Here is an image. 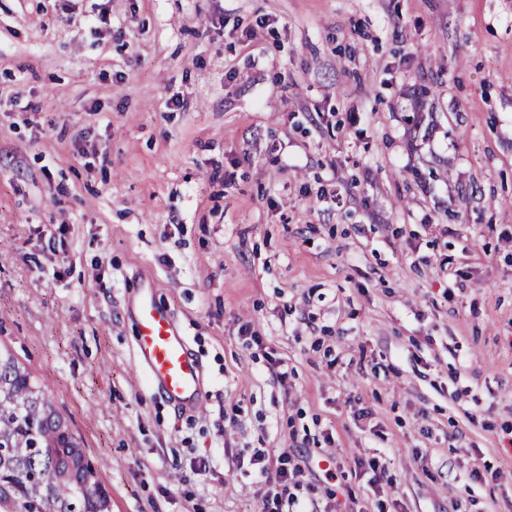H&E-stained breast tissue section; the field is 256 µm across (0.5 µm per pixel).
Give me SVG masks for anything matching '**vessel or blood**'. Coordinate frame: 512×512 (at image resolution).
I'll list each match as a JSON object with an SVG mask.
<instances>
[{"label": "vessel or blood", "instance_id": "obj_1", "mask_svg": "<svg viewBox=\"0 0 512 512\" xmlns=\"http://www.w3.org/2000/svg\"><path fill=\"white\" fill-rule=\"evenodd\" d=\"M135 351L149 383L188 411L203 404L204 372L192 355L174 315L158 299L154 282L140 281L134 293Z\"/></svg>", "mask_w": 512, "mask_h": 512}]
</instances>
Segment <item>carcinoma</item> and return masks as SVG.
<instances>
[{
    "mask_svg": "<svg viewBox=\"0 0 512 512\" xmlns=\"http://www.w3.org/2000/svg\"><path fill=\"white\" fill-rule=\"evenodd\" d=\"M70 429L9 351H0V512H110L92 470L88 486L61 478Z\"/></svg>",
    "mask_w": 512,
    "mask_h": 512,
    "instance_id": "cac0c4a2",
    "label": "carcinoma"
}]
</instances>
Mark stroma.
<instances>
[{
    "label": "stroma",
    "instance_id": "obj_1",
    "mask_svg": "<svg viewBox=\"0 0 512 512\" xmlns=\"http://www.w3.org/2000/svg\"><path fill=\"white\" fill-rule=\"evenodd\" d=\"M0 343L111 512H512V0H0ZM139 281L132 310L139 368L168 400L194 412L203 404L202 365L172 312L159 301L155 283ZM288 460V457H284L279 461V465L276 467L274 479L269 476V465L266 463L265 456L261 452L253 454L251 458V465L259 466L257 472L264 484L273 481L281 485L294 481V478L301 473V469L299 467L292 468L290 471V468L288 467L290 462Z\"/></svg>",
    "mask_w": 512,
    "mask_h": 512
}]
</instances>
